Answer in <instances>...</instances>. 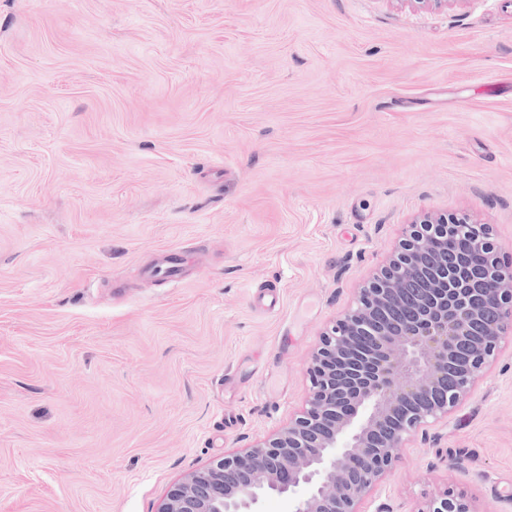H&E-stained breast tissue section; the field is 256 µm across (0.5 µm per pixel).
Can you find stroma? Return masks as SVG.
I'll return each instance as SVG.
<instances>
[{
	"label": "stroma",
	"instance_id": "stroma-1",
	"mask_svg": "<svg viewBox=\"0 0 512 512\" xmlns=\"http://www.w3.org/2000/svg\"><path fill=\"white\" fill-rule=\"evenodd\" d=\"M426 212L512 258V0H0V512L268 437ZM449 486L512 512V343L364 508Z\"/></svg>",
	"mask_w": 512,
	"mask_h": 512
}]
</instances>
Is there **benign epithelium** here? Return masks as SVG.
Listing matches in <instances>:
<instances>
[{"label":"benign epithelium","mask_w":512,"mask_h":512,"mask_svg":"<svg viewBox=\"0 0 512 512\" xmlns=\"http://www.w3.org/2000/svg\"><path fill=\"white\" fill-rule=\"evenodd\" d=\"M485 258L476 284L448 270V239ZM512 335V264L488 224L425 215L321 335L305 404L269 438L177 482L158 512H363L406 442L454 413ZM417 512H477L451 488Z\"/></svg>","instance_id":"obj_1"}]
</instances>
